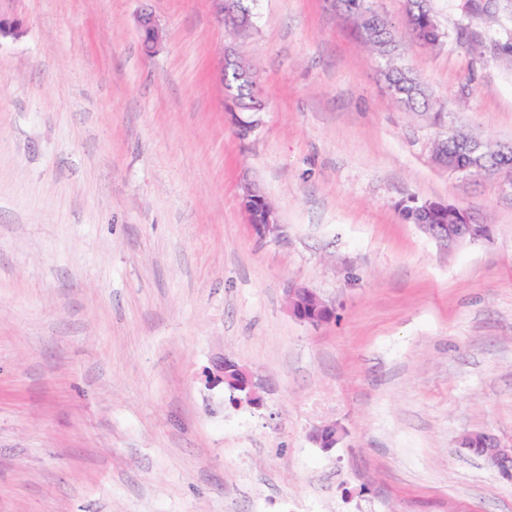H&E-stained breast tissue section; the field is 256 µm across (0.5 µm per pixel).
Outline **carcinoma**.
Here are the masks:
<instances>
[{
	"mask_svg": "<svg viewBox=\"0 0 512 512\" xmlns=\"http://www.w3.org/2000/svg\"><path fill=\"white\" fill-rule=\"evenodd\" d=\"M363 2L365 0H342L346 12L355 22L361 40L376 51L381 60L383 75L393 97L411 110H429L432 99L426 86L410 69L397 62L399 41L391 24L385 19L370 23L360 18L357 9ZM404 13L419 40L427 45L438 44L441 32L436 24L430 0H405ZM250 23L252 12L248 0H237L236 11L224 19V26L235 31ZM254 72V67L240 61L224 69V83L239 89L246 97L248 106L243 108L245 112L262 111L263 101L259 96L258 85L244 78V74ZM469 142L470 138L453 134L440 142V146L448 152V169L454 171L464 165L469 167L470 175L496 171L488 150L481 148L472 154L465 151L464 146ZM423 213L430 224H457L461 221L459 210L451 206L447 208L433 200L405 206L402 216L416 224L421 220Z\"/></svg>",
	"mask_w": 512,
	"mask_h": 512,
	"instance_id": "obj_1",
	"label": "carcinoma"
}]
</instances>
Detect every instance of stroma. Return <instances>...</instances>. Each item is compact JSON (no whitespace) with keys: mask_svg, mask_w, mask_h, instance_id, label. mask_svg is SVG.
Returning <instances> with one entry per match:
<instances>
[{"mask_svg":"<svg viewBox=\"0 0 512 512\" xmlns=\"http://www.w3.org/2000/svg\"><path fill=\"white\" fill-rule=\"evenodd\" d=\"M374 0L443 113L397 105L336 0H255L232 34L213 0H0V512H512V481L460 448L512 443V181L448 170V131L512 142V61L459 42L512 30L432 0ZM163 33L142 52L137 19ZM257 66L245 140L216 72ZM250 179L280 238L240 206ZM490 239L444 249L409 198ZM336 307L313 326L290 285ZM254 371L234 408L205 371ZM334 421L344 440L308 438ZM431 0H405L404 13L416 37L427 45H436L441 32L436 24ZM205 377L209 380V385L222 383L224 388L227 385L234 393V405L246 402L257 408L263 406V397L260 394L262 383L250 369L236 361L224 357L217 359L206 370ZM345 434V428L336 422L316 426L310 432V440L323 451H331L340 443Z\"/></svg>","mask_w":512,"mask_h":512,"instance_id":"1","label":"stroma"}]
</instances>
